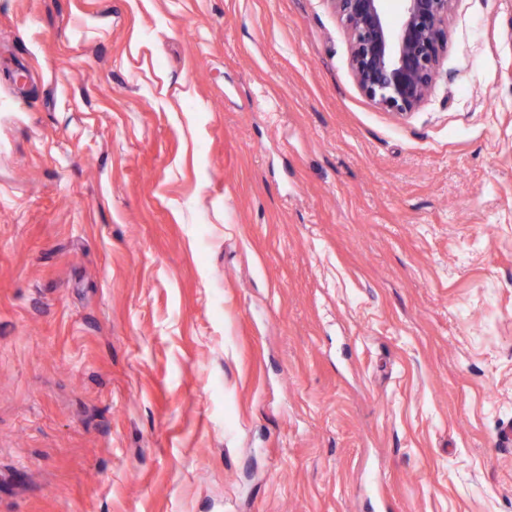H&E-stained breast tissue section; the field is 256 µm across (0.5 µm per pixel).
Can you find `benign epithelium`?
<instances>
[{
	"label": "benign epithelium",
	"mask_w": 512,
	"mask_h": 512,
	"mask_svg": "<svg viewBox=\"0 0 512 512\" xmlns=\"http://www.w3.org/2000/svg\"><path fill=\"white\" fill-rule=\"evenodd\" d=\"M330 2L348 31L350 66L364 96L398 116L417 109L440 74L456 0H402L396 19L383 0Z\"/></svg>",
	"instance_id": "1"
}]
</instances>
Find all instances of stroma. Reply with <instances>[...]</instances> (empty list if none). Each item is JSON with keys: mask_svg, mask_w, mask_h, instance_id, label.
Returning <instances> with one entry per match:
<instances>
[{"mask_svg": "<svg viewBox=\"0 0 512 512\" xmlns=\"http://www.w3.org/2000/svg\"><path fill=\"white\" fill-rule=\"evenodd\" d=\"M512 0L367 99L329 0H0V512H512Z\"/></svg>", "mask_w": 512, "mask_h": 512, "instance_id": "obj_1", "label": "stroma"}]
</instances>
